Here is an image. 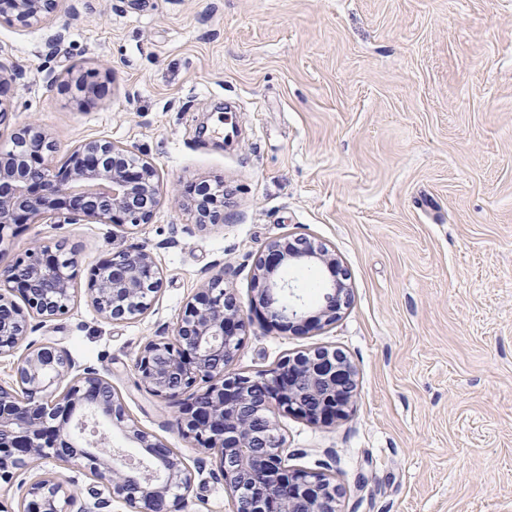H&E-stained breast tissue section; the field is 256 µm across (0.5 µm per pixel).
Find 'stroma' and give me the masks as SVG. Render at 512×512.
Masks as SVG:
<instances>
[{
	"instance_id": "obj_1",
	"label": "stroma",
	"mask_w": 512,
	"mask_h": 512,
	"mask_svg": "<svg viewBox=\"0 0 512 512\" xmlns=\"http://www.w3.org/2000/svg\"><path fill=\"white\" fill-rule=\"evenodd\" d=\"M0 64L19 69L0 150L34 122L53 164L106 139L159 171L149 223L37 219L0 244V265L41 243L75 252L67 310L32 319L26 342L108 378L185 457L180 512H233L234 499L177 406L138 388L135 358L221 269L247 323L233 371L317 347L356 370L346 418L276 417L289 465L325 473L340 512H512V0H59L41 26L0 22ZM71 70L91 73V101L62 91ZM202 181L224 190L222 223L196 221ZM287 233L348 275L350 304L322 328L285 330L251 303L262 248ZM135 247L163 286L112 322L86 276ZM44 470L128 512L83 467Z\"/></svg>"
}]
</instances>
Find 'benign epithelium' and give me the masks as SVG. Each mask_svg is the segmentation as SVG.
<instances>
[{
    "instance_id": "7a95c632",
    "label": "benign epithelium",
    "mask_w": 512,
    "mask_h": 512,
    "mask_svg": "<svg viewBox=\"0 0 512 512\" xmlns=\"http://www.w3.org/2000/svg\"><path fill=\"white\" fill-rule=\"evenodd\" d=\"M56 0H0V18L26 27L42 23ZM62 88L80 102L89 96L85 75L67 73ZM48 134L31 123L11 134V149L0 154V245L6 232L35 218L74 216L106 224H146L158 203L160 175L146 157L109 140L84 142L59 167L46 163L53 151ZM200 223L224 215V196L194 194ZM320 263L338 278L325 289L315 316L278 275L291 263ZM75 256L41 245L25 258L0 267V357L11 356L27 336L29 319H51L67 309ZM346 274L328 250L305 238L283 237L267 244L256 265L253 301L286 328L318 327L336 320L348 305ZM224 273L202 288L187 306L174 336L147 342L135 359L138 386L161 402L178 404L177 425L201 448L216 453L224 487L254 512H339L340 488L322 472L292 469L276 434L273 415L291 414L315 423L346 416L356 390L354 369L338 350L316 348L282 359L270 373L230 372L245 336V321ZM152 254L142 248L117 251L93 270L87 297L112 321L144 313L160 290ZM24 306H19L15 298ZM70 354L53 345L27 348L18 358L15 384H0V481L36 469L50 457L82 464L132 512H172L193 482L185 458L128 416L112 383L93 371L74 374ZM92 410L145 449L152 465L130 463L114 451L88 448L76 437L80 414ZM21 512H91L57 477L31 482Z\"/></svg>"
}]
</instances>
